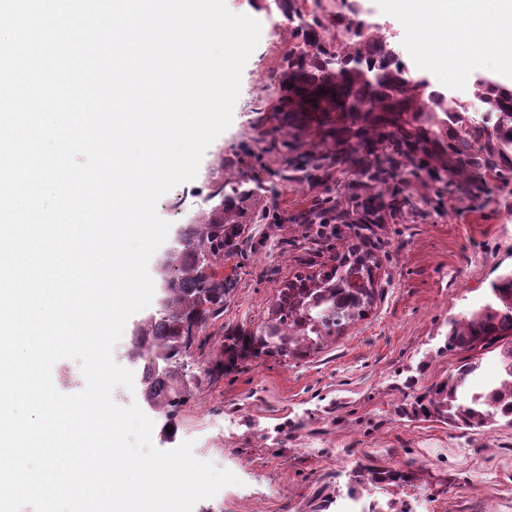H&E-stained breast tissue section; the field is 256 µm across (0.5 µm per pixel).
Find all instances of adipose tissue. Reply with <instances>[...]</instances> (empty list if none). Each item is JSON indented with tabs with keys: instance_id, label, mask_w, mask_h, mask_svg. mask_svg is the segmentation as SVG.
<instances>
[{
	"instance_id": "adipose-tissue-1",
	"label": "adipose tissue",
	"mask_w": 512,
	"mask_h": 512,
	"mask_svg": "<svg viewBox=\"0 0 512 512\" xmlns=\"http://www.w3.org/2000/svg\"><path fill=\"white\" fill-rule=\"evenodd\" d=\"M392 11L432 36L427 62L474 70L486 60L512 76V0H388Z\"/></svg>"
}]
</instances>
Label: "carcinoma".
<instances>
[{
  "mask_svg": "<svg viewBox=\"0 0 512 512\" xmlns=\"http://www.w3.org/2000/svg\"><path fill=\"white\" fill-rule=\"evenodd\" d=\"M298 43L288 51V123L322 116L318 132L329 152L288 160V170L350 174L345 200L329 198L303 223L336 217L338 224H397L407 213L425 214L468 200L484 204L494 188L512 185V87L488 77L473 83L474 98L493 116L488 124L468 104L433 88L429 77L396 66L398 46L371 19L364 0H277ZM431 185L432 195L404 194L403 176ZM243 212L208 203L186 225L167 255L169 288L161 311L140 322L131 354L143 364L144 401L169 416L190 395L181 360L224 309L227 288L214 268L236 246ZM377 263L369 252L348 250L315 275H295L278 293L270 318L241 337L256 357L301 358L365 317L375 299ZM471 353L448 377L415 397L412 412L457 428L512 424V269L490 283L488 300L448 321L443 350ZM497 352L504 377L473 400L467 385L483 356ZM162 354L172 370L156 374ZM410 471L374 464L354 470L356 485L398 484Z\"/></svg>",
  "mask_w": 512,
  "mask_h": 512,
  "instance_id": "obj_1",
  "label": "carcinoma"
}]
</instances>
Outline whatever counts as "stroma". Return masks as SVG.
Segmentation results:
<instances>
[{"label": "stroma", "instance_id": "35a3bbf8", "mask_svg": "<svg viewBox=\"0 0 512 512\" xmlns=\"http://www.w3.org/2000/svg\"><path fill=\"white\" fill-rule=\"evenodd\" d=\"M226 5L260 22V42L230 127L208 147L196 178L157 204L171 224L164 249L217 186L244 181L258 193L236 250L217 266L228 288L224 309L184 359V374L202 383L173 416L154 417V446L193 441L198 459L238 477L193 512H336L359 462L411 469L402 498L424 494L423 512H512V424L471 431L398 413L413 394L408 377L424 387L459 365L463 352L442 348L449 318L482 304L497 270L512 266L511 194L380 230L375 301L323 349L299 360L229 359L235 338L268 319L288 280L331 265L348 235L319 238L302 222L322 198L346 191V181L319 172L282 177L290 153L320 147L283 120L291 24L274 0Z\"/></svg>", "mask_w": 512, "mask_h": 512}]
</instances>
